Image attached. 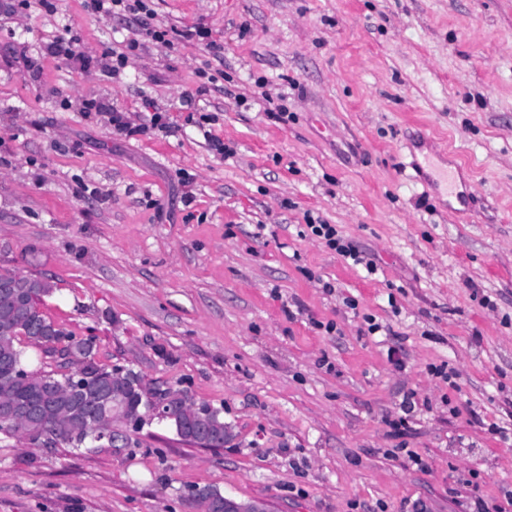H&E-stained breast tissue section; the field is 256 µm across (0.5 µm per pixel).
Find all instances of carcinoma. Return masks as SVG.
Here are the masks:
<instances>
[{"label": "carcinoma", "instance_id": "1", "mask_svg": "<svg viewBox=\"0 0 512 512\" xmlns=\"http://www.w3.org/2000/svg\"><path fill=\"white\" fill-rule=\"evenodd\" d=\"M3 277L13 281L15 288L0 294V354L7 358L6 363H0V404L29 402L37 407L39 416L34 421L0 420V433L13 436L26 432L34 442L81 448L93 442L104 420L111 435L128 446H137L138 439L112 430V424L124 422L136 431L152 424L148 411L152 398L161 393L179 396V406L164 424L175 430L182 442L197 446L205 442L210 449L224 447L230 426L224 423L222 410L206 405L195 409L183 389L143 387L142 376L134 370L97 363L92 339L75 336L39 310L41 297L52 292L48 282L19 273L7 272ZM22 336L49 354L81 359L84 379L69 372L27 370L20 347ZM188 499L196 512H212L221 500V491L197 487Z\"/></svg>", "mask_w": 512, "mask_h": 512}]
</instances>
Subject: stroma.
<instances>
[{
	"instance_id": "1",
	"label": "stroma",
	"mask_w": 512,
	"mask_h": 512,
	"mask_svg": "<svg viewBox=\"0 0 512 512\" xmlns=\"http://www.w3.org/2000/svg\"><path fill=\"white\" fill-rule=\"evenodd\" d=\"M11 2L0 0V273L49 281L41 311L94 337L100 363L187 389L223 409L232 434L220 449L158 423L135 448L0 436V512H189L194 485L269 512L502 501L512 0H154V24L204 26L215 45L147 44L117 78L40 48L68 27L99 54L138 22L96 19L84 0L12 16ZM93 96L137 123L169 113L173 127L117 135L81 112ZM415 159L469 183L468 206L414 182ZM308 214L376 274L306 235ZM369 316L388 336L369 334ZM402 416L410 431L392 436Z\"/></svg>"
}]
</instances>
